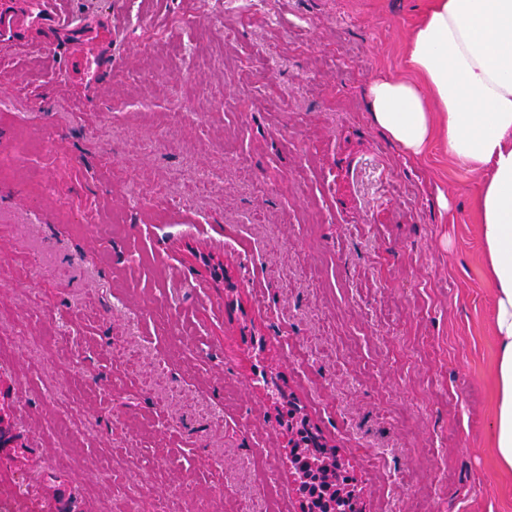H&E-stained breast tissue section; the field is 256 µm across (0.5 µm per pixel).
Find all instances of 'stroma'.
I'll return each mask as SVG.
<instances>
[{
    "label": "stroma",
    "instance_id": "obj_1",
    "mask_svg": "<svg viewBox=\"0 0 512 512\" xmlns=\"http://www.w3.org/2000/svg\"><path fill=\"white\" fill-rule=\"evenodd\" d=\"M429 3L56 0L0 34L1 501L300 512L268 374L360 512H512L480 176L368 107ZM29 11L30 18L36 25L60 28L65 24V20L53 8L50 0L29 1ZM315 469L319 479L324 478L326 482L334 481V477L336 476V472L344 471L345 462L344 459L339 455V453L332 449V451L320 462L317 463Z\"/></svg>",
    "mask_w": 512,
    "mask_h": 512
}]
</instances>
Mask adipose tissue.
Instances as JSON below:
<instances>
[{
	"instance_id": "1",
	"label": "adipose tissue",
	"mask_w": 512,
	"mask_h": 512,
	"mask_svg": "<svg viewBox=\"0 0 512 512\" xmlns=\"http://www.w3.org/2000/svg\"><path fill=\"white\" fill-rule=\"evenodd\" d=\"M407 60L411 77L371 81L370 110L412 156L439 138L458 165L484 175L476 207L498 346L490 428L499 464L512 474V0H431Z\"/></svg>"
}]
</instances>
